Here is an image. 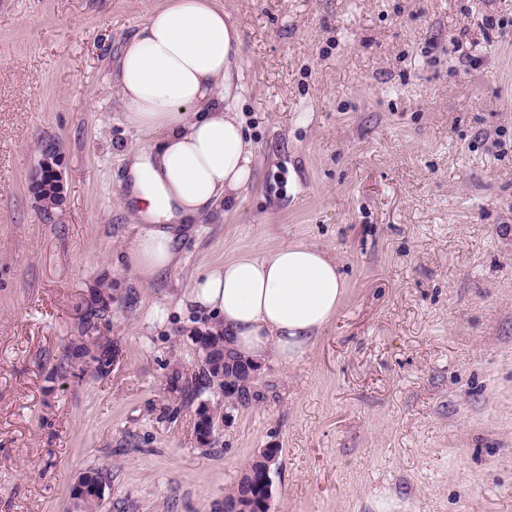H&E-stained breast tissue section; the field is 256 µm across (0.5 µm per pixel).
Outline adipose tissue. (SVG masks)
Instances as JSON below:
<instances>
[{
    "label": "adipose tissue",
    "mask_w": 512,
    "mask_h": 512,
    "mask_svg": "<svg viewBox=\"0 0 512 512\" xmlns=\"http://www.w3.org/2000/svg\"><path fill=\"white\" fill-rule=\"evenodd\" d=\"M240 45L220 0H165L112 66L125 123L139 134L125 159L147 223L128 253L142 282L180 262L171 223H204L253 180L255 150L238 107ZM346 295L335 258L292 243L207 265L183 301L218 317L238 357L288 364L309 351Z\"/></svg>",
    "instance_id": "obj_1"
}]
</instances>
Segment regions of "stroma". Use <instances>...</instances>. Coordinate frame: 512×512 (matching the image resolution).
<instances>
[{"label": "stroma", "instance_id": "stroma-1", "mask_svg": "<svg viewBox=\"0 0 512 512\" xmlns=\"http://www.w3.org/2000/svg\"><path fill=\"white\" fill-rule=\"evenodd\" d=\"M164 0H0V512H224L279 448L271 512H512V0H223L257 145L235 207L181 224L182 262L141 283L111 68ZM497 19V26L484 22ZM53 142L66 183L29 189ZM304 243L348 292L298 361L201 445L192 275ZM112 303L85 322L90 297ZM111 347L100 373L74 346ZM67 371H60L61 361ZM51 183V193L46 184ZM33 194L42 208L53 209L61 206L65 200V184L61 171V160L56 146L45 143L40 158L31 174ZM51 194V197L49 196ZM260 465L261 463L259 462L257 455H255L244 468L233 488L224 496L225 502L233 504L238 500L242 503L244 500L248 499L245 496L249 493H251L252 496H256V492L251 485V478H254V482H257L260 479Z\"/></svg>", "mask_w": 512, "mask_h": 512}]
</instances>
